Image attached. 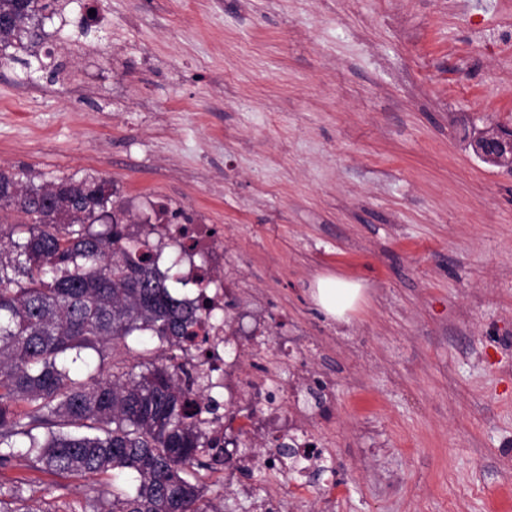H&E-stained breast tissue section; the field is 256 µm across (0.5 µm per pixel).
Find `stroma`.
Wrapping results in <instances>:
<instances>
[{
	"instance_id": "1",
	"label": "stroma",
	"mask_w": 512,
	"mask_h": 512,
	"mask_svg": "<svg viewBox=\"0 0 512 512\" xmlns=\"http://www.w3.org/2000/svg\"><path fill=\"white\" fill-rule=\"evenodd\" d=\"M512 0H64L0 65V167L224 233L241 377L325 382L321 478L201 469L224 512H512ZM357 282L339 322L316 278ZM300 339L282 356L278 337ZM336 493L325 496L327 483ZM286 497L269 502L273 486ZM480 150L498 164L512 167V133L488 132L481 137Z\"/></svg>"
}]
</instances>
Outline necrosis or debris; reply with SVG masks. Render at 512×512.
Listing matches in <instances>:
<instances>
[{
    "label": "necrosis or debris",
    "instance_id": "obj_1",
    "mask_svg": "<svg viewBox=\"0 0 512 512\" xmlns=\"http://www.w3.org/2000/svg\"><path fill=\"white\" fill-rule=\"evenodd\" d=\"M139 230L154 238L158 250L175 253L186 268L188 282L200 280L206 285L203 296L210 311L205 322L210 379L204 399L220 407L209 419L210 429L227 437L260 431L263 465L270 472H279V448L294 440L296 423L283 411L289 397L284 386L273 385L268 379H232L242 358V346L257 339L260 319L245 313L231 321L224 316L233 280L224 274L223 236L205 224H143Z\"/></svg>",
    "mask_w": 512,
    "mask_h": 512
}]
</instances>
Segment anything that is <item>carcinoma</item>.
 I'll use <instances>...</instances> for the list:
<instances>
[{"label": "carcinoma", "mask_w": 512, "mask_h": 512, "mask_svg": "<svg viewBox=\"0 0 512 512\" xmlns=\"http://www.w3.org/2000/svg\"><path fill=\"white\" fill-rule=\"evenodd\" d=\"M58 13L59 0H0V64L29 67L16 51ZM113 196L92 175L37 185L0 169V470L112 476L82 512H224L194 470L230 454L185 362L208 308L171 292ZM133 336L163 349L140 350L138 373L112 356ZM39 493L25 477L0 483V512H71L63 493L32 506Z\"/></svg>", "instance_id": "1"}]
</instances>
